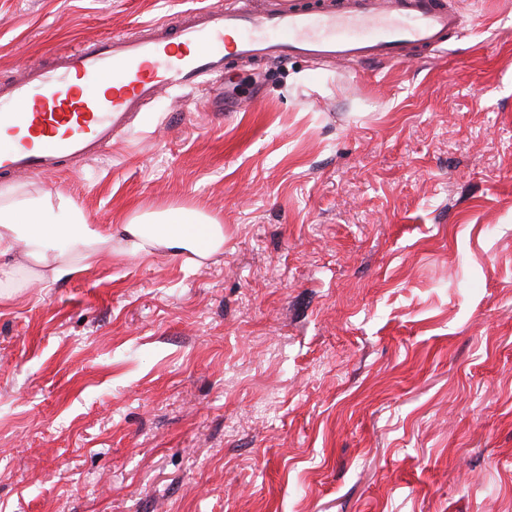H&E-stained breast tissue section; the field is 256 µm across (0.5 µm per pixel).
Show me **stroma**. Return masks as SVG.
<instances>
[{
	"label": "stroma",
	"mask_w": 512,
	"mask_h": 512,
	"mask_svg": "<svg viewBox=\"0 0 512 512\" xmlns=\"http://www.w3.org/2000/svg\"><path fill=\"white\" fill-rule=\"evenodd\" d=\"M213 2L0 0V82ZM454 3L441 59H230L99 159L0 173L104 229L224 224L203 265L0 300V512H512V0Z\"/></svg>",
	"instance_id": "35a3bbf8"
}]
</instances>
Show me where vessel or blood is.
Listing matches in <instances>:
<instances>
[{
    "mask_svg": "<svg viewBox=\"0 0 512 512\" xmlns=\"http://www.w3.org/2000/svg\"><path fill=\"white\" fill-rule=\"evenodd\" d=\"M462 25L445 0H276L191 11L177 34L161 24L135 36L86 40L49 66L0 84V171L48 175L98 158L125 134L134 112L171 89H199L227 57L336 63H404L436 54ZM232 39L231 55L215 53ZM103 87L88 101L82 85Z\"/></svg>",
    "mask_w": 512,
    "mask_h": 512,
    "instance_id": "vessel-or-blood-1",
    "label": "vessel or blood"
}]
</instances>
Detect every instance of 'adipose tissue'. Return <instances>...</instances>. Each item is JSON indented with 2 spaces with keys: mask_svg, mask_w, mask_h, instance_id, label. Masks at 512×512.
Returning <instances> with one entry per match:
<instances>
[{
  "mask_svg": "<svg viewBox=\"0 0 512 512\" xmlns=\"http://www.w3.org/2000/svg\"><path fill=\"white\" fill-rule=\"evenodd\" d=\"M159 250L202 264L223 252L224 224L206 209L178 206L137 210L104 231L63 193L0 186V288L21 273L28 286L43 287L115 251L147 256Z\"/></svg>",
  "mask_w": 512,
  "mask_h": 512,
  "instance_id": "adipose-tissue-1",
  "label": "adipose tissue"
}]
</instances>
